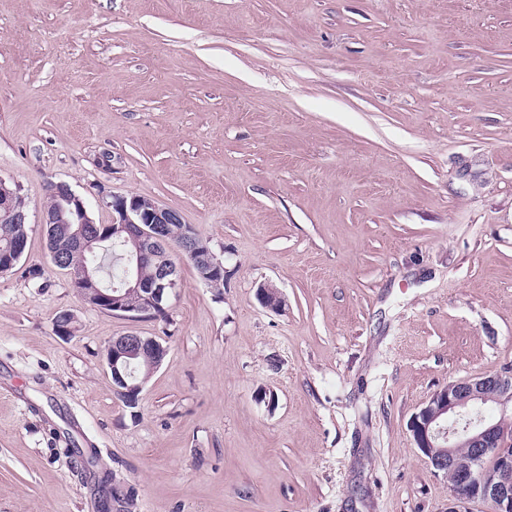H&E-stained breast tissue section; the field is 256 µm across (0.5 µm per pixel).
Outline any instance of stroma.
I'll use <instances>...</instances> for the list:
<instances>
[{
	"instance_id": "1",
	"label": "stroma",
	"mask_w": 512,
	"mask_h": 512,
	"mask_svg": "<svg viewBox=\"0 0 512 512\" xmlns=\"http://www.w3.org/2000/svg\"><path fill=\"white\" fill-rule=\"evenodd\" d=\"M0 178V512H447L409 422L512 371V0H0ZM59 181L178 210L223 289L175 251L163 315L91 307ZM131 333L168 349L132 407ZM5 180L0 179V217L2 211V219L9 220L10 224H3L0 222V245L6 243L9 239H13L17 235L18 225L25 224L27 232H29V216L28 208L25 202H20L19 198L22 195L17 187H8ZM25 232L23 236L16 238L6 246L0 248V268H7L0 270V273L8 272L14 267L24 254L25 246L28 240V233ZM28 246V243H27ZM143 352H149L155 356L154 371L162 365L168 354L167 348L156 339L137 334L115 336L105 349V359L112 375V383L115 384L116 389L128 394L131 404H135L147 381L146 379L137 380L132 373L134 359ZM134 366L135 374L139 379L149 375L146 359L143 356L135 360ZM115 393L126 404L131 405L126 395L117 391Z\"/></svg>"
}]
</instances>
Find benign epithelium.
<instances>
[{
    "label": "benign epithelium",
    "mask_w": 512,
    "mask_h": 512,
    "mask_svg": "<svg viewBox=\"0 0 512 512\" xmlns=\"http://www.w3.org/2000/svg\"><path fill=\"white\" fill-rule=\"evenodd\" d=\"M47 193L60 199V206L43 210L42 223L55 227L65 225L66 235L82 251L94 252L110 240L126 246L124 274L115 288L101 287L99 268L86 266L71 272L73 287L91 306L113 315L138 320L153 316L163 308L172 290L177 287V270L163 268L151 282L142 280L139 269L144 260L168 246L167 225L181 224V214L154 201L145 203L138 196L115 197L111 207L116 216L112 223L89 231L94 221L86 201L65 182L51 183ZM16 187L0 179V217L13 224L28 223V208L19 201ZM28 234L0 248V268L14 267L24 254ZM181 249L188 252L199 277L208 281L224 275V263L209 249H200L194 242L192 228H187ZM135 291L142 305L131 308L126 295ZM262 304L274 309L283 299L277 288L263 284L258 288ZM143 352L155 356L160 367L168 350L152 337L137 334L115 336L105 349V359L116 389L136 402L145 381L132 373L134 359ZM495 401L499 414L470 421L463 431L453 428L472 408ZM413 442L428 459L434 470L453 474L448 512H472L475 501L492 503L494 512H512V373L496 372L451 381L434 391L409 424Z\"/></svg>",
    "instance_id": "7a95c632"
}]
</instances>
